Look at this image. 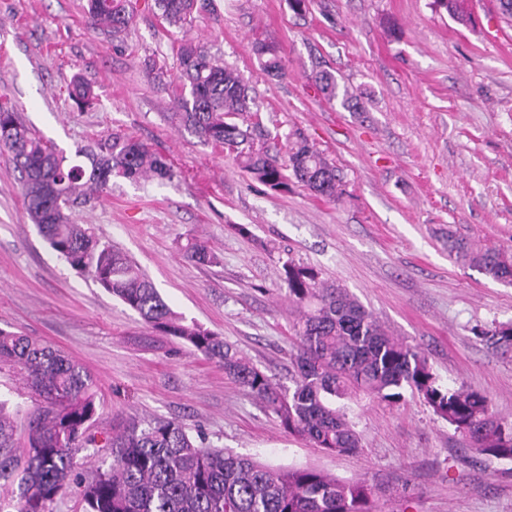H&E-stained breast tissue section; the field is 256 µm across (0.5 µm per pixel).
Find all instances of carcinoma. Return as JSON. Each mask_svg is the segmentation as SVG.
Masks as SVG:
<instances>
[{
    "instance_id": "1",
    "label": "carcinoma",
    "mask_w": 512,
    "mask_h": 512,
    "mask_svg": "<svg viewBox=\"0 0 512 512\" xmlns=\"http://www.w3.org/2000/svg\"><path fill=\"white\" fill-rule=\"evenodd\" d=\"M461 24L471 22L462 0H433ZM207 0H154L153 10L170 26L184 27L204 11ZM133 0H86L91 25L119 40L134 16ZM255 53L267 74L282 73L278 47L258 41ZM178 75L144 59L146 76L172 88L181 107V125L207 143L235 154L251 177L274 193L288 192L293 178L313 195H341L336 167L308 139L288 138L286 158L235 122L250 111L248 88L239 73L217 64L192 41L176 50ZM317 88L330 101L355 112L358 99L339 88L328 71L316 73ZM69 98L84 109L95 99L92 86L75 76ZM0 145L12 154L27 214L53 253L73 270L90 276L105 291L134 310L158 335L178 339L224 368V373L254 395L284 429L331 453L356 454L359 434L341 401L363 393L396 403L403 391L419 394L473 450L488 458L512 460V422H502L488 398L462 386L443 384L417 348L386 333L376 317L342 289L319 278L313 268L288 263L285 282L296 316V365L286 387L255 366L224 337L174 312L154 284L120 250L101 241L88 224L71 222L68 210L112 189V178L132 182L169 180L175 171L167 157L139 139L102 137L79 150L90 169L67 165L56 147L43 140L0 102ZM448 249L512 284V257L495 249L473 251L448 239ZM183 256L199 266L219 256L196 237L186 238ZM477 336L495 348L512 351V324L482 329ZM0 363L19 368L32 406L10 413L0 401V512H53L62 490L75 476V457L83 450L103 455L102 466L81 485L84 512H376L374 489L364 481H345L323 471L272 466L252 456L212 446L178 421L139 415L115 416L103 438L92 431L98 418L96 381L81 364L31 336L0 330ZM26 414L23 447H16V418Z\"/></svg>"
}]
</instances>
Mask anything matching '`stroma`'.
Returning a JSON list of instances; mask_svg holds the SVG:
<instances>
[{
	"label": "stroma",
	"instance_id": "35a3bbf8",
	"mask_svg": "<svg viewBox=\"0 0 512 512\" xmlns=\"http://www.w3.org/2000/svg\"><path fill=\"white\" fill-rule=\"evenodd\" d=\"M139 0L121 45L90 27L86 0H0V99L69 162L94 139L130 134L167 156L169 181L122 178L75 208L101 241L124 252L186 320L291 385L296 344L284 264L314 268L344 288L393 337L422 351L442 382L486 395L512 422V351L475 336L512 323V285L462 263L449 238L512 253V25L496 0H468L465 27L433 0H210L190 30L163 26ZM193 39L237 70L254 100L240 127L260 122L272 150L300 132L335 164L333 202L300 185L276 194L233 154L173 117L146 57L175 62ZM276 42L268 75L252 50ZM332 72L356 91L350 112L317 89ZM91 83L81 110L65 91ZM11 153L0 148V329L37 338L95 377L97 431L116 415L181 422L208 443L274 466H301L376 492L379 512H512V461L473 458L423 399L358 397L356 454L328 453L289 435L274 415L189 345L157 339L133 310L56 257L29 219ZM197 236L215 266L187 261Z\"/></svg>",
	"mask_w": 512,
	"mask_h": 512
}]
</instances>
